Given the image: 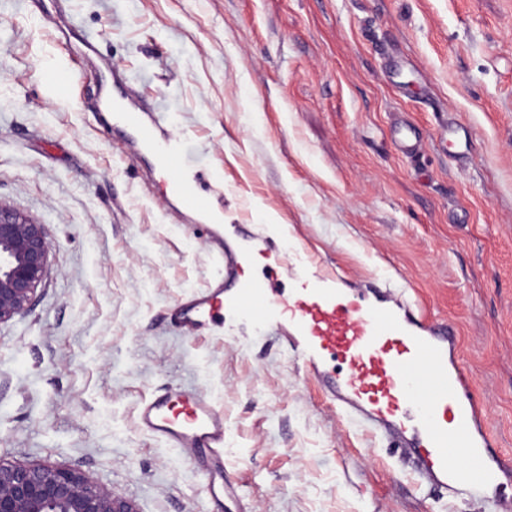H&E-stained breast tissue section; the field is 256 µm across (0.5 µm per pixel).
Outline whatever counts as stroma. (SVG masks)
Masks as SVG:
<instances>
[{"label": "stroma", "instance_id": "obj_1", "mask_svg": "<svg viewBox=\"0 0 512 512\" xmlns=\"http://www.w3.org/2000/svg\"><path fill=\"white\" fill-rule=\"evenodd\" d=\"M116 65L189 135L225 223L265 211L346 279L447 321L512 458V0H0V200L51 245L33 302L0 325V459L81 470L140 512H490L419 487L281 341L171 323L219 264L95 111ZM55 66L69 93L45 83ZM452 123L472 132L461 161ZM405 125L411 158L391 139ZM178 388L224 413L242 488L224 508L192 449L137 426L142 400Z\"/></svg>", "mask_w": 512, "mask_h": 512}]
</instances>
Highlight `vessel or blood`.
Here are the masks:
<instances>
[{
  "label": "vessel or blood",
  "mask_w": 512,
  "mask_h": 512,
  "mask_svg": "<svg viewBox=\"0 0 512 512\" xmlns=\"http://www.w3.org/2000/svg\"><path fill=\"white\" fill-rule=\"evenodd\" d=\"M104 109L134 131L138 150L154 155L169 177L170 199L206 219L208 196L179 178L189 162L186 135L161 133V116L143 103L108 101ZM208 233L221 272L176 307L175 325L279 338L329 402L398 444L420 483L471 501L490 494L496 512H512V497L499 493L512 480V461H482L494 440L448 323L428 321L405 293L348 283L311 253L288 245L278 229L244 224L234 232L212 224ZM283 278L288 287L280 286ZM138 422L164 445L203 450L213 500L236 495L234 486L216 483L224 471L225 428L211 399L185 390L155 396L140 404ZM459 455L467 468L454 464Z\"/></svg>",
  "instance_id": "obj_1"
}]
</instances>
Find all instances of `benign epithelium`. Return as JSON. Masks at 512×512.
Returning a JSON list of instances; mask_svg holds the SVG:
<instances>
[{"mask_svg":"<svg viewBox=\"0 0 512 512\" xmlns=\"http://www.w3.org/2000/svg\"><path fill=\"white\" fill-rule=\"evenodd\" d=\"M43 224L0 200V325L31 303L48 268ZM0 512H138L78 469L0 459Z\"/></svg>","mask_w":512,"mask_h":512,"instance_id":"1","label":"benign epithelium"}]
</instances>
